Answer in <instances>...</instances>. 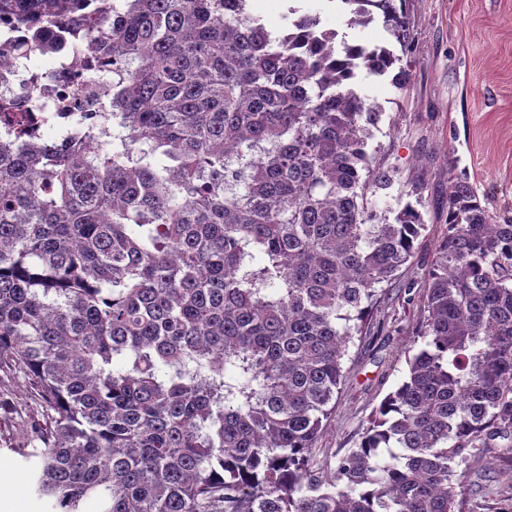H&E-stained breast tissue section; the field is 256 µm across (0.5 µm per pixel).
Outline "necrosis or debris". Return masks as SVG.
<instances>
[{"label":"necrosis or debris","mask_w":512,"mask_h":512,"mask_svg":"<svg viewBox=\"0 0 512 512\" xmlns=\"http://www.w3.org/2000/svg\"><path fill=\"white\" fill-rule=\"evenodd\" d=\"M0 112H26L36 123L39 135L50 127L42 121L49 112H101L112 85L111 68L101 66L93 49L63 58L47 57L43 64L32 61L31 54L14 53L0 61Z\"/></svg>","instance_id":"4bbe7bcc"}]
</instances>
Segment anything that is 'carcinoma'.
Returning <instances> with one entry per match:
<instances>
[{
  "mask_svg": "<svg viewBox=\"0 0 512 512\" xmlns=\"http://www.w3.org/2000/svg\"><path fill=\"white\" fill-rule=\"evenodd\" d=\"M247 2L99 0L18 34L122 68L107 139L92 112L56 141L0 114V362L48 411L33 491L54 512H475L458 468L494 450L486 478L512 477V221L448 183L421 343L314 468L349 343L425 230L409 201L368 206L395 170L358 83L409 74L299 7L274 37ZM339 2L405 43L407 0Z\"/></svg>",
  "mask_w": 512,
  "mask_h": 512,
  "instance_id": "cac0c4a2",
  "label": "carcinoma"
}]
</instances>
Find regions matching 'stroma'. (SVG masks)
I'll return each instance as SVG.
<instances>
[{
    "mask_svg": "<svg viewBox=\"0 0 512 512\" xmlns=\"http://www.w3.org/2000/svg\"><path fill=\"white\" fill-rule=\"evenodd\" d=\"M301 7L362 44L392 41L378 23L348 28L350 14L338 0H302ZM406 16L409 86L365 76L359 86L383 111L371 146L396 171L393 187L378 191L372 205L387 215L398 210L399 192L422 183L425 229L389 299L374 308V331L349 345L344 385L311 448L315 465L331 470L357 447L374 410L404 376L428 271L448 230L449 180L466 177L494 223L512 220V0H408ZM46 419L37 388L16 367L0 364V495H7L9 512H51L30 482L42 448L34 433ZM494 465L487 454L465 474L466 495L483 512L504 506L483 477Z\"/></svg>",
    "mask_w": 512,
    "mask_h": 512,
    "instance_id": "35a3bbf8",
    "label": "stroma"
}]
</instances>
